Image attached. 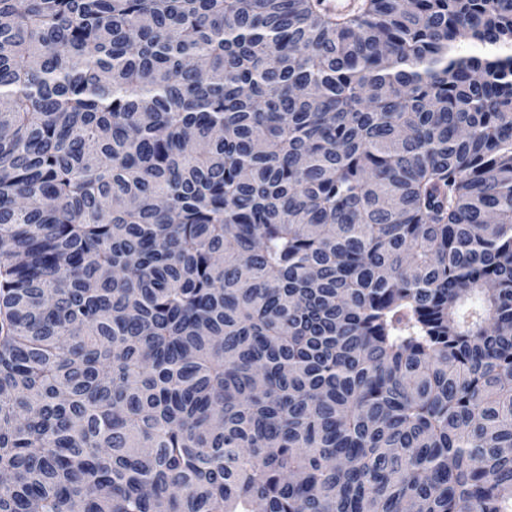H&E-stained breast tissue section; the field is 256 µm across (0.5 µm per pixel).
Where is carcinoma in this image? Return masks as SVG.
I'll return each mask as SVG.
<instances>
[{
	"instance_id": "obj_1",
	"label": "carcinoma",
	"mask_w": 512,
	"mask_h": 512,
	"mask_svg": "<svg viewBox=\"0 0 512 512\" xmlns=\"http://www.w3.org/2000/svg\"><path fill=\"white\" fill-rule=\"evenodd\" d=\"M0 475L512 512V0H0Z\"/></svg>"
}]
</instances>
